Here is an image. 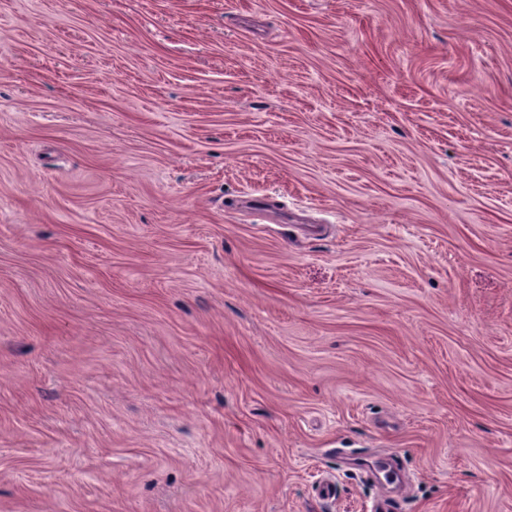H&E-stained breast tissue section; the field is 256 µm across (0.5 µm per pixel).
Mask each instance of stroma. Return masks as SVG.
Returning <instances> with one entry per match:
<instances>
[{
  "label": "stroma",
  "instance_id": "stroma-1",
  "mask_svg": "<svg viewBox=\"0 0 512 512\" xmlns=\"http://www.w3.org/2000/svg\"><path fill=\"white\" fill-rule=\"evenodd\" d=\"M386 497L512 512V0H0V512Z\"/></svg>",
  "mask_w": 512,
  "mask_h": 512
}]
</instances>
